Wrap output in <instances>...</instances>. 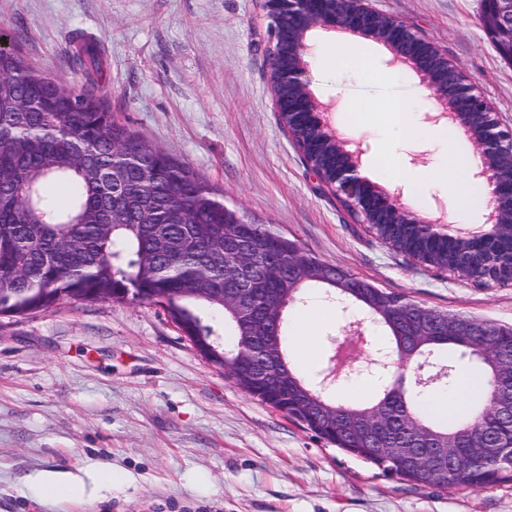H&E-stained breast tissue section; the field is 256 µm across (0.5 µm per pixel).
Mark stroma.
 <instances>
[{"instance_id":"1","label":"stroma","mask_w":512,"mask_h":512,"mask_svg":"<svg viewBox=\"0 0 512 512\" xmlns=\"http://www.w3.org/2000/svg\"><path fill=\"white\" fill-rule=\"evenodd\" d=\"M367 2L434 43L512 127V62L486 35L481 0ZM0 28L75 91L73 36L102 40L113 117L225 205L384 292L512 326V285L478 287L394 252L311 173L274 109L261 0H0ZM309 90L369 165L381 134L347 112L375 86L316 66ZM321 309L307 347L288 344L309 378L346 323L335 303ZM103 465L112 484L92 495L48 499L32 483ZM0 512H512V482L442 489L382 473L242 392L163 306L64 299L0 316Z\"/></svg>"}]
</instances>
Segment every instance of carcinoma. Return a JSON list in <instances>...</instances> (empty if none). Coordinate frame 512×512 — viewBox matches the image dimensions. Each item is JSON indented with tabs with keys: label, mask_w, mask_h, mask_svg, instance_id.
<instances>
[{
	"label": "carcinoma",
	"mask_w": 512,
	"mask_h": 512,
	"mask_svg": "<svg viewBox=\"0 0 512 512\" xmlns=\"http://www.w3.org/2000/svg\"><path fill=\"white\" fill-rule=\"evenodd\" d=\"M0 46V316L47 312L64 298L117 300L130 290L134 296L167 300L181 314L188 336H215L202 309L224 312L205 289L224 287V274L237 271L235 260L224 263V251L246 245L255 255L273 260L278 279L255 264L250 283L260 288L255 309L281 302L284 281L296 282L295 300L309 288L331 284L299 280L295 258L299 245L264 224H226L222 195L184 163L169 156L125 126L115 122L103 104L98 77L104 48L100 41L78 35L73 59L86 74L84 89L75 93L54 77L30 65L15 47V37ZM306 160L332 176L340 158L309 118L279 113ZM121 174L125 195L112 199L113 174ZM120 215L112 217V205ZM380 240L428 267L451 271L477 285H512V271L499 261L498 250L509 247L502 233L499 246L435 237L416 224L368 225ZM365 299L354 303L389 336L396 358L406 362L420 356L452 369L455 381L467 347L439 324L434 334L416 340L413 326L423 305L386 293L363 281ZM383 300L384 310L370 313L367 300ZM476 335L470 341L488 343L512 354V326L470 318ZM231 324L232 356L225 367L233 380H244L246 394L283 411L309 430L385 473L416 484L442 488L461 484L493 486L512 482V424L485 410L496 388L493 364L478 363L473 375L485 388L480 397L456 414L441 419L417 402L424 390L405 388L404 376L369 373L379 383L377 396L365 403H343L322 395L325 406H305L306 392L315 384L290 364L284 326L278 327L281 354L260 363L239 365V351L271 327L259 316ZM383 408L394 422L375 439L357 440L343 422L358 424ZM425 434L446 442L448 456L464 462L442 473H420L402 456H383L374 448H412L413 438ZM491 436L500 458L479 467L469 465L475 437Z\"/></svg>",
	"instance_id": "1"
}]
</instances>
